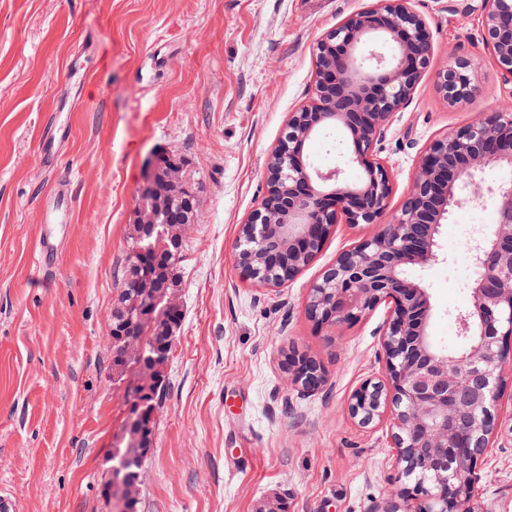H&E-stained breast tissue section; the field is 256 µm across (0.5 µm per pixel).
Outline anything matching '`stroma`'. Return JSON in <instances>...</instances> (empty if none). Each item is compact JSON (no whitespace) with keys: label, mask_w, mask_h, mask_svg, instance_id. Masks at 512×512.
I'll return each mask as SVG.
<instances>
[{"label":"stroma","mask_w":512,"mask_h":512,"mask_svg":"<svg viewBox=\"0 0 512 512\" xmlns=\"http://www.w3.org/2000/svg\"><path fill=\"white\" fill-rule=\"evenodd\" d=\"M372 0H0V495L15 512H111L105 456L125 426L108 325L137 221L146 161H183L197 218L178 268L184 319L139 481L140 512H371L390 500V426L360 428L352 391L380 373L383 310L332 329L309 320V288L368 234L339 223L321 252L278 290L253 285L237 240L267 193L266 168L287 124L313 96V48ZM432 70L395 112L375 152L398 211L432 140L512 99L484 45L483 0H411ZM481 55L480 94L451 106L434 70L450 53ZM95 68L74 85L72 60ZM69 136L57 167L37 159L41 121L61 104ZM75 200L58 265L36 261L45 201ZM491 203L454 208L441 260L413 275L430 294V336L459 348L454 314L473 303L467 244L493 224ZM298 350L328 372L299 396L284 359ZM470 512H512V435L477 464Z\"/></svg>","instance_id":"obj_1"}]
</instances>
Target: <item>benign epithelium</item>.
<instances>
[{
  "label": "benign epithelium",
  "mask_w": 512,
  "mask_h": 512,
  "mask_svg": "<svg viewBox=\"0 0 512 512\" xmlns=\"http://www.w3.org/2000/svg\"><path fill=\"white\" fill-rule=\"evenodd\" d=\"M487 46L512 79V0H484ZM380 38L394 45L386 59L372 47ZM430 35L410 0H375L319 40L315 48L312 101L288 120V133L267 163L268 191L260 211L241 226L238 264L265 288L296 278L321 251L343 219L375 231L336 257L310 288L306 312L321 325L352 324L387 307L376 330L382 372L351 393L349 415L367 428L392 425L394 465L403 486V512H469L477 461L498 436L501 368L512 350V180L486 185V169L512 167V109L478 114L455 132L430 142L418 155L410 194L401 210L389 212L392 180L375 147L390 116L406 107L431 56ZM479 60L456 62L438 73L450 105L479 94ZM346 136L348 161L363 178L346 182L339 167L323 170L310 160L311 145L330 129ZM156 162L148 165L138 223H159L163 202L189 192L179 162L158 190ZM489 197L495 223L468 247L473 270L472 306L455 315L463 346L449 350L427 332L430 295L408 275L440 260L437 237L450 210ZM170 347L135 365L138 399L130 405L127 429L150 438L152 388L166 377ZM287 385L301 395L325 390L324 369L303 354L288 361ZM113 512H130L137 482L117 474L104 483Z\"/></svg>",
  "instance_id": "1"
}]
</instances>
